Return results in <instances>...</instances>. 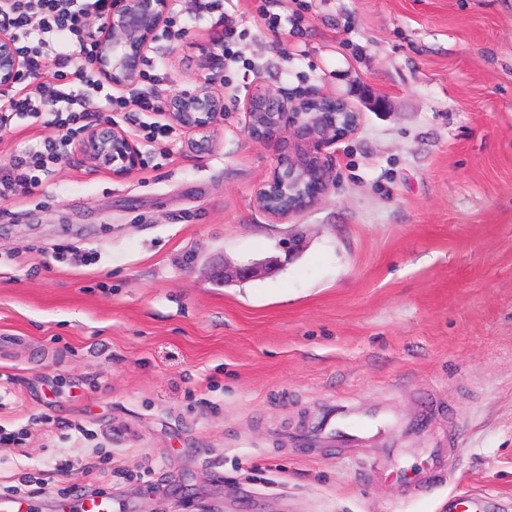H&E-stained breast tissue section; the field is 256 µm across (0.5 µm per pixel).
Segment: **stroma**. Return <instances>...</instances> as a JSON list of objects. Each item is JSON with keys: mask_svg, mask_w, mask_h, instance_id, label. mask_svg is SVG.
<instances>
[{"mask_svg": "<svg viewBox=\"0 0 512 512\" xmlns=\"http://www.w3.org/2000/svg\"><path fill=\"white\" fill-rule=\"evenodd\" d=\"M169 16L138 83L162 100L193 84L211 32L237 29L212 150L178 129L144 141L154 116L131 105L113 115L142 154L131 175L71 151L0 202V431L19 437L0 442V481L70 464L68 493L29 512H80L92 482L112 512H454L474 496L512 512V0H174ZM259 89L362 114L329 150L335 187L284 221L254 203L275 163L245 130ZM54 134L14 117L0 165ZM339 403L381 412L387 442L306 448ZM446 443L457 465L414 491L366 467L418 472Z\"/></svg>", "mask_w": 512, "mask_h": 512, "instance_id": "stroma-1", "label": "stroma"}]
</instances>
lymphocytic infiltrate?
<instances>
[{
  "mask_svg": "<svg viewBox=\"0 0 512 512\" xmlns=\"http://www.w3.org/2000/svg\"><path fill=\"white\" fill-rule=\"evenodd\" d=\"M111 8L112 0H0V27L14 32L27 63L23 81L31 83L47 74L53 78L51 93H25L0 110V129L18 114L37 118L46 113L57 131L39 150L14 156L0 168V200L31 194L77 132L102 117V107L85 92L100 83L88 61L93 52L90 20L106 18Z\"/></svg>",
  "mask_w": 512,
  "mask_h": 512,
  "instance_id": "f902f5d3",
  "label": "lymphocytic infiltrate"
}]
</instances>
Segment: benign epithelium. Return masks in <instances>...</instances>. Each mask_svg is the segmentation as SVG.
Instances as JSON below:
<instances>
[{
    "instance_id": "benign-epithelium-1",
    "label": "benign epithelium",
    "mask_w": 512,
    "mask_h": 512,
    "mask_svg": "<svg viewBox=\"0 0 512 512\" xmlns=\"http://www.w3.org/2000/svg\"><path fill=\"white\" fill-rule=\"evenodd\" d=\"M171 0H112V9L95 35L93 64L115 87H129L140 77V65L167 22ZM224 63V32L209 38L202 72L191 89L169 96L165 118L188 134L187 146L205 153L224 116V97L215 91L216 70ZM25 64L15 48L14 34L0 28V94L8 96ZM246 130L256 142L278 150L269 176L255 192L259 209L278 220L320 202L336 181L327 148L350 138L361 114L344 99L327 95L283 96L271 91L253 95L245 104ZM97 167L123 179L139 165L140 149L118 124L89 126L74 146Z\"/></svg>"
}]
</instances>
